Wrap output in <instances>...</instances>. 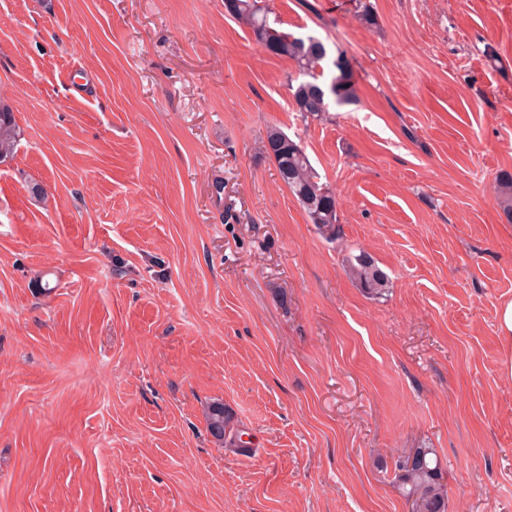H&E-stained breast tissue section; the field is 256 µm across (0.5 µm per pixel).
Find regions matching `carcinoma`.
Masks as SVG:
<instances>
[{
  "label": "carcinoma",
  "instance_id": "1",
  "mask_svg": "<svg viewBox=\"0 0 512 512\" xmlns=\"http://www.w3.org/2000/svg\"><path fill=\"white\" fill-rule=\"evenodd\" d=\"M226 12L250 31L254 42L266 53L285 57L296 66L303 80L288 83L295 110L304 118H319L331 106L341 107L356 96L347 56L329 54L319 37L284 32L268 6L260 0H224ZM17 138V124L11 108L0 102V163L8 158ZM272 158L277 176L292 193L310 223L325 238L338 237L340 192L322 177L311 163L302 144L278 127H269L262 139ZM496 202L506 221L512 223V173L495 176ZM351 281L366 294L379 297L389 288V277L365 251L343 259ZM207 429L219 444L239 454L250 452L251 442L234 428L224 402H211L205 411ZM395 482L399 493L411 505V512H448V490L443 483L440 459L433 448H414L395 462Z\"/></svg>",
  "mask_w": 512,
  "mask_h": 512
}]
</instances>
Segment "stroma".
Returning a JSON list of instances; mask_svg holds the SVG:
<instances>
[{"label": "stroma", "instance_id": "35a3bbf8", "mask_svg": "<svg viewBox=\"0 0 512 512\" xmlns=\"http://www.w3.org/2000/svg\"><path fill=\"white\" fill-rule=\"evenodd\" d=\"M501 2L369 0L368 26L358 0H266L350 61L355 100L306 121L224 0H0V512H409L394 465L420 447L449 512H512ZM270 126L341 191L336 241ZM362 250L382 297L344 271ZM215 399L251 453L209 434ZM17 128L14 112L0 100V163L13 151L18 134ZM263 148L272 158L277 176L292 193L321 235L336 240L339 232L340 192L311 163L304 146L278 127H267ZM496 202L508 223H512V173L500 171L495 176ZM498 334L508 350L503 357L500 366V373L507 378H512V301H508L501 306L498 312L497 322Z\"/></svg>", "mask_w": 512, "mask_h": 512}]
</instances>
